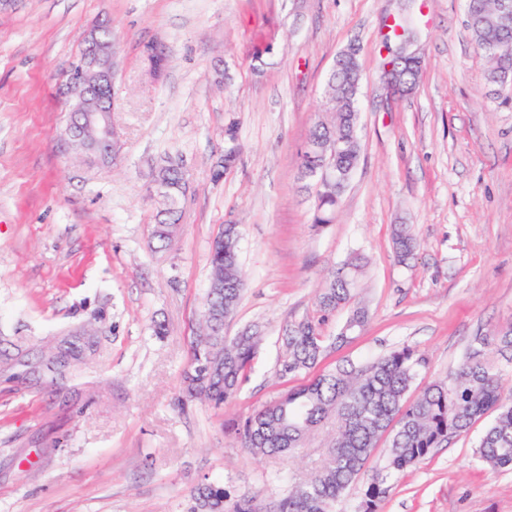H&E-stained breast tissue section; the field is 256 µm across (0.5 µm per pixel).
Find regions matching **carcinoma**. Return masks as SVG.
Instances as JSON below:
<instances>
[{
	"label": "carcinoma",
	"instance_id": "cac0c4a2",
	"mask_svg": "<svg viewBox=\"0 0 512 512\" xmlns=\"http://www.w3.org/2000/svg\"><path fill=\"white\" fill-rule=\"evenodd\" d=\"M466 27L474 46L488 59L485 79L490 84L512 80V63L499 62L495 49L512 47V24L499 17L498 0H464ZM421 63L405 59L397 69L403 89L417 82ZM360 68L357 59L340 53L329 74L322 111L328 113L310 130L301 157L300 176L322 162L320 148L341 144L336 157L339 174L351 176L360 153L357 135ZM152 176L163 177L170 188L158 197L156 237L169 238L179 223L178 201L185 183L178 169ZM339 193L324 190L313 223L332 222ZM238 226L224 225L210 251L211 284L201 311L200 332L191 341L192 358L185 373V394L220 406L232 399L254 358L258 332L248 330L232 339L224 336V319L236 307L243 279L238 263ZM393 246L404 261L418 247L406 225L393 230ZM360 254L349 257L345 275L333 277L318 297L320 311L329 313L349 305L364 268ZM366 310L354 307L340 337L364 326ZM286 356L281 377L310 370L318 363L321 336L316 323L303 320L288 325L281 336ZM92 343L79 336H64L51 360L66 366L82 359ZM512 361V326L472 342L462 362L448 376L408 394L427 357L404 347L367 364L349 363L319 374L306 385L288 389L242 421L226 429L239 435L254 455L290 456L304 447L308 436L324 427L327 443L321 465L304 475L288 494L276 502V512H336V503L365 475V466L380 441L386 442L382 466L369 481L360 504L361 512H378L388 477L403 473L425 459L432 449L452 436L469 433L473 425L492 411L475 448L479 461L494 470L512 469V390L505 391L499 359ZM227 492L215 484H202L192 497L189 512H225Z\"/></svg>",
	"mask_w": 512,
	"mask_h": 512
}]
</instances>
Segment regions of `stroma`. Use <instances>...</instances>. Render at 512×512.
Returning a JSON list of instances; mask_svg holds the SVG:
<instances>
[{
  "instance_id": "obj_1",
  "label": "stroma",
  "mask_w": 512,
  "mask_h": 512,
  "mask_svg": "<svg viewBox=\"0 0 512 512\" xmlns=\"http://www.w3.org/2000/svg\"><path fill=\"white\" fill-rule=\"evenodd\" d=\"M408 5L419 27L415 90L389 96L380 40ZM112 28L117 156L80 159L58 94L83 36ZM163 45L161 78L144 49ZM359 49L361 152L332 223L312 222L301 153L338 54ZM262 59H255L256 50ZM463 0H19L0 14V512H187L199 484L267 503L295 462L257 457L242 420L313 374L408 347L422 387L456 368L475 337L512 325V89L485 80ZM237 124V141L224 128ZM235 165L215 178L229 146ZM179 164L186 191L170 239L154 236L151 171ZM239 229L244 287L224 334L259 330L237 395L178 407L209 287V253ZM419 247L399 262L394 225ZM368 319L321 326L314 372L280 377L283 329L314 315L352 254ZM163 334H154L155 324ZM97 332L86 361L30 374L23 353ZM448 439L388 478L380 512H512V470L479 462L485 429Z\"/></svg>"
}]
</instances>
